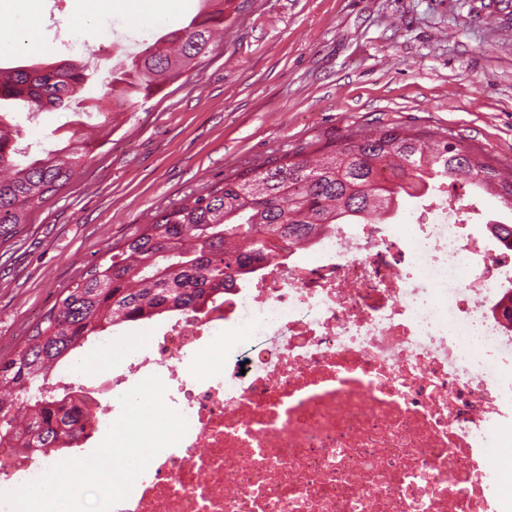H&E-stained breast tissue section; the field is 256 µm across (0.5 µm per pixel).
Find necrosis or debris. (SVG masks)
<instances>
[{"label": "necrosis or debris", "mask_w": 512, "mask_h": 512, "mask_svg": "<svg viewBox=\"0 0 512 512\" xmlns=\"http://www.w3.org/2000/svg\"><path fill=\"white\" fill-rule=\"evenodd\" d=\"M508 285L512 248L446 199L412 224L337 225L203 314L148 320L151 346L111 374L72 358L57 383L88 414L84 438L0 447V491L89 456L156 375L188 429L113 512H505L512 466L489 447L512 420V328L492 312ZM215 349L224 370L198 367Z\"/></svg>", "instance_id": "4bbe7bcc"}]
</instances>
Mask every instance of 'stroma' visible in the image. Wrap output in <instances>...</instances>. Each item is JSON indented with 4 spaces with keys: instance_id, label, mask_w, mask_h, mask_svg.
I'll return each instance as SVG.
<instances>
[{
    "instance_id": "obj_1",
    "label": "stroma",
    "mask_w": 512,
    "mask_h": 512,
    "mask_svg": "<svg viewBox=\"0 0 512 512\" xmlns=\"http://www.w3.org/2000/svg\"><path fill=\"white\" fill-rule=\"evenodd\" d=\"M126 0L83 56L100 97L117 55L155 29ZM75 0H43L35 45L0 50V66L70 58L56 32ZM208 57L163 93L118 115L108 143L29 224L0 243V358L19 349L63 289L114 243L185 197L263 161L338 143L348 133L401 127L451 131L466 152L512 170V0H234ZM18 109L22 144L53 137L68 110Z\"/></svg>"
}]
</instances>
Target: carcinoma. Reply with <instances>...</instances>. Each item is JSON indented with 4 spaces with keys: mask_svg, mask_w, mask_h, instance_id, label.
Instances as JSON below:
<instances>
[{
    "mask_svg": "<svg viewBox=\"0 0 512 512\" xmlns=\"http://www.w3.org/2000/svg\"><path fill=\"white\" fill-rule=\"evenodd\" d=\"M206 7L182 28L160 32L112 72L115 112L97 113L89 130L74 129L68 144L17 159L21 129L0 115V242L29 223L47 197L69 183L112 135L114 118L150 97L151 85L177 81L210 53L215 30L232 0H202ZM89 80L87 67L22 65L0 78V102L23 100L57 109L76 101ZM476 180L492 185L512 209V174L503 175L457 146L448 132L412 133L392 127L355 133L318 155L299 152L268 159L224 178L205 195L188 196L134 235L112 245L103 264L88 268L27 336L0 360V447L69 448L85 432L82 412L50 392V375L91 336L119 325L173 313L198 314L279 257L285 245H308L350 220L380 224L417 192ZM277 242L270 248L267 242ZM46 391L32 399L29 390Z\"/></svg>",
    "mask_w": 512,
    "mask_h": 512,
    "instance_id": "cac0c4a2",
    "label": "carcinoma"
}]
</instances>
